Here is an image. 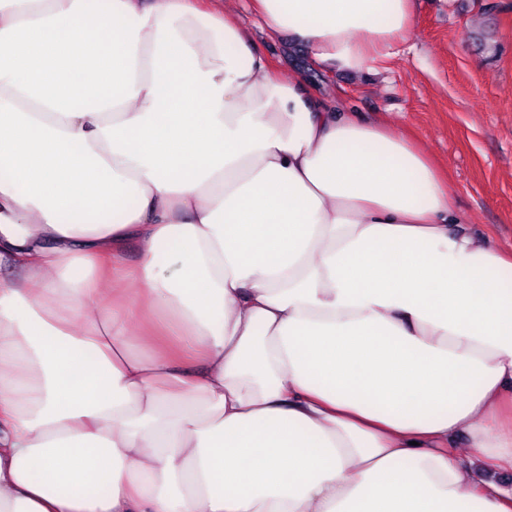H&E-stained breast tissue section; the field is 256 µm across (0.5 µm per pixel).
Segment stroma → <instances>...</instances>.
Listing matches in <instances>:
<instances>
[{
	"mask_svg": "<svg viewBox=\"0 0 512 512\" xmlns=\"http://www.w3.org/2000/svg\"><path fill=\"white\" fill-rule=\"evenodd\" d=\"M233 6L255 49L315 99L404 128L447 164L459 227L512 241V0H413L414 26L384 69L321 71L292 36L268 37L251 0Z\"/></svg>",
	"mask_w": 512,
	"mask_h": 512,
	"instance_id": "obj_1",
	"label": "stroma"
}]
</instances>
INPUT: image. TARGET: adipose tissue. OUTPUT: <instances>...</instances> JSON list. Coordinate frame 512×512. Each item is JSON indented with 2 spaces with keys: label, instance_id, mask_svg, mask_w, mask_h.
Here are the masks:
<instances>
[{
  "label": "adipose tissue",
  "instance_id": "ef3b65f1",
  "mask_svg": "<svg viewBox=\"0 0 512 512\" xmlns=\"http://www.w3.org/2000/svg\"><path fill=\"white\" fill-rule=\"evenodd\" d=\"M253 7L354 74L413 25ZM458 221L224 0H0V512H512V243Z\"/></svg>",
  "mask_w": 512,
  "mask_h": 512
}]
</instances>
